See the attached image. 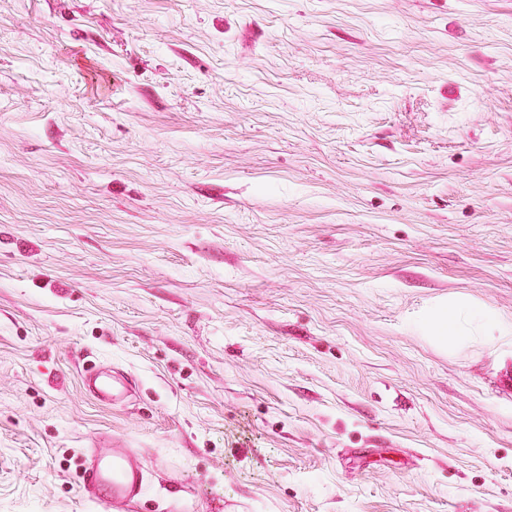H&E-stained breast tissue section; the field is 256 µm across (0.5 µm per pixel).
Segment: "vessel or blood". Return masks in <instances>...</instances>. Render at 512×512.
I'll return each instance as SVG.
<instances>
[{
  "label": "vessel or blood",
  "mask_w": 512,
  "mask_h": 512,
  "mask_svg": "<svg viewBox=\"0 0 512 512\" xmlns=\"http://www.w3.org/2000/svg\"><path fill=\"white\" fill-rule=\"evenodd\" d=\"M83 495L100 501L103 512H127L145 486V471L121 443L107 452L90 451L83 465Z\"/></svg>",
  "instance_id": "vessel-or-blood-1"
}]
</instances>
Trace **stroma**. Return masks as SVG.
<instances>
[{
    "instance_id": "obj_1",
    "label": "stroma",
    "mask_w": 512,
    "mask_h": 512,
    "mask_svg": "<svg viewBox=\"0 0 512 512\" xmlns=\"http://www.w3.org/2000/svg\"><path fill=\"white\" fill-rule=\"evenodd\" d=\"M512 0H0V512H512ZM93 358L133 378L88 396ZM465 314L469 318L481 323L488 340L510 338L512 327L503 324L498 316L490 309L467 301H455L448 304L447 308L437 311L424 325V328L431 334L444 340L454 343H461L466 340L456 328V322L460 315ZM122 447L114 441L107 452L92 450L83 465V496L104 505V512H127L144 490L143 467ZM102 491L104 497L100 496Z\"/></svg>"
}]
</instances>
